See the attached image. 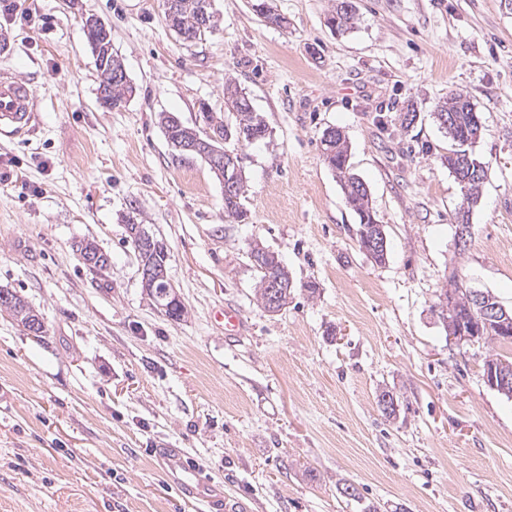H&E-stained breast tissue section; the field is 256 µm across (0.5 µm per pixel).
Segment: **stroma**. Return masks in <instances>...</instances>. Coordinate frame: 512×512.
I'll return each mask as SVG.
<instances>
[{"mask_svg": "<svg viewBox=\"0 0 512 512\" xmlns=\"http://www.w3.org/2000/svg\"><path fill=\"white\" fill-rule=\"evenodd\" d=\"M210 4L214 29L185 45L163 0H0V73L24 75L37 103L30 127L0 135V288L46 328L39 339L0 313V512H512V399L483 376L512 342L450 338L438 308L455 275L512 309V0H353L344 34L327 23L336 0H269L280 25L253 0ZM90 15L136 88L117 110L97 101ZM229 78L269 128L225 144L246 176L242 220L158 124L233 122ZM459 91L489 168L462 252L453 143L435 118ZM330 126L369 188L384 263L360 249L323 158ZM132 205L167 252L182 319L142 287L121 220ZM83 239L105 270L79 259ZM256 245L295 284L276 313L256 300ZM227 304L249 326L231 342L213 320ZM163 450L207 500L183 492ZM76 248L79 258L88 267L102 271L107 266L108 258L92 242L80 241Z\"/></svg>", "mask_w": 512, "mask_h": 512, "instance_id": "obj_1", "label": "stroma"}]
</instances>
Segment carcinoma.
<instances>
[{
    "label": "carcinoma",
    "mask_w": 512,
    "mask_h": 512,
    "mask_svg": "<svg viewBox=\"0 0 512 512\" xmlns=\"http://www.w3.org/2000/svg\"><path fill=\"white\" fill-rule=\"evenodd\" d=\"M175 2H177L175 11L165 14L171 30L178 36L195 33L201 37L204 36V33L199 31L198 24L203 5L208 0H175ZM343 2L344 0H337L336 9L328 18V23L336 26L338 30L351 28L355 18V12H347L341 8ZM87 39L95 56L98 86L104 88L108 109H118L131 97L133 87L126 81L112 79L110 68L116 63V55L112 53L111 31L107 24L103 23L96 32L87 33ZM224 105L228 111L235 115V123L229 125L223 119L215 117L207 108H202L203 117L209 126L210 134L214 135L212 139L208 137L200 138L195 129L184 124L178 127L172 126L171 120L174 114L171 112L159 113L158 123L163 131H173L171 145L179 147V152L198 156L208 165L211 164L209 152L190 150L188 146L201 139L212 146L213 150L219 152L224 150L223 142L227 140L234 139L239 143H251L269 135L268 126L263 118L251 110L245 94L230 79L224 82ZM477 115H479V112H477L475 105L467 95L457 93L438 107L436 119L439 120L443 116L447 118L449 124L445 125L444 129L450 140L459 146L464 142L471 143L476 140L477 128L473 123V117ZM321 145L325 160L340 180L347 204L359 218L358 238L361 239L368 226L375 223V216L370 206L369 193L365 183L349 170L348 144L343 135L338 133L335 138L329 140L323 138L321 139ZM222 180L231 181L237 185L234 197L224 198L225 212L238 218L242 217L243 212L240 211L239 200L245 192V180L240 165L236 163L225 169L222 173ZM482 184L483 180L479 179L470 181L461 187L466 205L459 208L456 213V223H469L470 206L477 203ZM124 221L129 230L131 245L138 256L147 257L155 265L166 266V254L163 247H156L150 252L143 251L140 231L142 224L138 222V209L136 207H130L124 216ZM76 248L79 252V258L88 267L101 271L107 266L108 258L95 244L80 241ZM252 252L256 253L260 279L263 280L268 276L281 274L280 262L274 254L257 245L252 248ZM455 291L454 315L448 321V329L450 330L467 325V318L472 309L469 289L457 284L455 285ZM3 294L11 299V304L5 307L3 306V300L0 299V311L7 312L26 330L34 326L37 327L35 336H43L44 323L42 317L14 292L0 288V296ZM147 295L157 307L164 308L166 316L175 320L185 316L186 308L184 304L180 301H173V298L167 292V288L164 287V282H157L154 288L147 292Z\"/></svg>",
    "instance_id": "carcinoma-1"
}]
</instances>
